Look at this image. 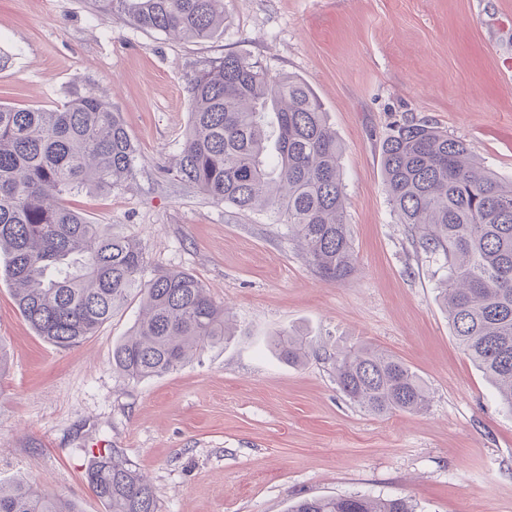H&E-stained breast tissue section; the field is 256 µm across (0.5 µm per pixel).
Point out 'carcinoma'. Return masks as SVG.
Segmentation results:
<instances>
[{
  "mask_svg": "<svg viewBox=\"0 0 512 512\" xmlns=\"http://www.w3.org/2000/svg\"><path fill=\"white\" fill-rule=\"evenodd\" d=\"M135 26L185 39L224 32V0H108ZM190 121L180 179L243 214L286 226L322 280L354 270L343 148L306 82L271 75L235 54L189 80ZM383 187L415 252L443 257L438 300L463 354L512 412V181L482 167L461 139L406 119L381 144ZM135 149L118 113L93 92L51 111L0 104V277L37 336L64 349L94 336L135 297L142 314L112 348V364L140 381L168 374L228 340L224 307L184 270L144 278L141 242L92 223L65 204L108 191L133 169ZM277 356L310 355L308 337L275 333ZM336 385L376 416L419 413L430 399L401 359L368 345L333 353ZM106 512H158L151 483L114 448L87 472ZM0 512H81L27 482L0 483ZM288 512H414L404 498H306Z\"/></svg>",
  "mask_w": 512,
  "mask_h": 512,
  "instance_id": "1",
  "label": "carcinoma"
}]
</instances>
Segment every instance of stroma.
Segmentation results:
<instances>
[{
  "mask_svg": "<svg viewBox=\"0 0 512 512\" xmlns=\"http://www.w3.org/2000/svg\"><path fill=\"white\" fill-rule=\"evenodd\" d=\"M234 53L308 83L343 147L356 271L314 275L283 226L183 184L188 82ZM512 0H224V32L176 39L101 0H0V102L53 109L91 91L120 112L131 176L72 209L141 241L146 277L193 273L227 309L232 338L161 377L132 381L112 347L130 300L95 336L59 349L37 336L0 279V482L22 478L105 512L86 472L118 448L159 512H288L298 499L407 498L416 512H512V414L459 350L436 294L444 272L415 254L383 187L380 141L404 117L464 140L512 181ZM291 327L314 349L274 353ZM401 358L431 397L423 414L375 416L336 386L335 348ZM272 345L277 356L292 365L303 364L310 355V342L296 329H281L275 333Z\"/></svg>",
  "mask_w": 512,
  "mask_h": 512,
  "instance_id": "1",
  "label": "stroma"
}]
</instances>
